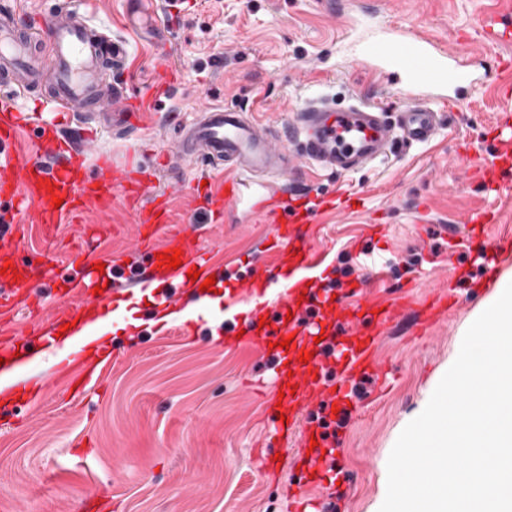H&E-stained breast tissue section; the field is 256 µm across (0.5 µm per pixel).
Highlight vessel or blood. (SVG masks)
<instances>
[{"mask_svg":"<svg viewBox=\"0 0 512 512\" xmlns=\"http://www.w3.org/2000/svg\"><path fill=\"white\" fill-rule=\"evenodd\" d=\"M486 46L512 42V26L495 14L485 19ZM340 37L357 47V59L377 83H390L391 93L404 100L401 113L390 118L389 109L376 97L348 105L329 99H310L297 113L291 138L298 140L307 161L342 173L362 169L385 157L394 142L424 144L435 139L441 128L440 114L447 104L459 101L492 71L512 69V58H499L489 67L484 51L465 57L446 49L430 34L410 31L397 21H379L368 0H355L342 15ZM123 39L91 27L80 10L51 21L47 33L24 26L14 8L0 9V197L14 201L24 223L55 225L73 222L79 213L105 210L113 192H121L131 207L137 208L142 224L136 244L139 256L151 266L168 273L160 265L158 253L180 250L182 264L175 272L196 300V315L207 308L201 279H188L189 271L204 268L207 261L191 236L181 231L169 233L164 243L154 234L167 223L165 196L150 197L151 174L135 173L113 163L110 153L98 146L103 129L129 128L130 111L140 97L119 86H110L112 71L122 68L128 58ZM43 87L44 103L62 114L61 120L39 124V147L53 157V165L11 154L22 131L34 124L32 113L22 101L35 87ZM79 123L80 138L72 140L66 129ZM287 141L273 143L266 126L235 106H204L192 123L182 125L172 153L175 161L190 163L204 158L224 172L222 181L187 182V195L204 199L217 221L228 211L269 220L268 245L263 253L275 264L277 281L254 272L239 283L240 307L233 316L244 331L242 340L252 348L268 350L270 344L289 340L288 348L276 351L278 366L275 392L283 393L285 422L279 423L280 439L299 434L298 457L307 461L302 476L304 486L332 489L341 480V471L329 470L319 451L310 450V431L303 426L304 412L318 403L336 405L346 412L348 395L358 379L385 381L388 368L377 356L381 334L393 324L415 313V335L430 332L439 317L460 304L457 293L448 292L412 304L407 295L368 301L342 294L336 301V319L322 324L307 318L308 309H322L324 302L312 284L323 258L307 243L305 224L310 214L290 206L280 185L281 178L294 170ZM487 280H495L499 266L497 247L481 245L474 256ZM28 284L13 273L0 272V308L18 303ZM92 284L78 277L60 289L49 319L32 316L26 330L0 324V333L9 340L0 344V355L13 369L26 366L30 357L17 353V343L38 344L39 354L54 362L57 380L74 383L81 375L75 358L64 354L63 342L55 336L59 324L74 318L102 317L111 301L123 297L122 283L111 281L100 294H92ZM157 315L169 321L184 320L178 297L164 294L155 303ZM267 323H260L262 315ZM323 343H316V336ZM331 345L335 360L322 354ZM309 354L301 363V354Z\"/></svg>","mask_w":512,"mask_h":512,"instance_id":"1","label":"vessel or blood"}]
</instances>
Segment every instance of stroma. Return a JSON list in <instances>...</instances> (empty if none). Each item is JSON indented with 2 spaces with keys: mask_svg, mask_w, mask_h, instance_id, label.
Returning a JSON list of instances; mask_svg holds the SVG:
<instances>
[{
  "mask_svg": "<svg viewBox=\"0 0 512 512\" xmlns=\"http://www.w3.org/2000/svg\"><path fill=\"white\" fill-rule=\"evenodd\" d=\"M83 8L92 24L129 40L128 66L117 79L150 98L140 129L101 133L99 145L121 164L128 146L136 147L140 170L154 172L153 190L170 200L175 230L187 208L182 185L196 172L162 169L158 160L199 104L252 111L280 135L301 101L323 95L340 103L370 84L364 67L346 59L340 21L320 0H181L156 25L129 0H85ZM378 8L467 53L473 45L458 33L474 32L488 14L512 12V0H380ZM502 108L491 89L477 90L443 114L430 144L396 143L384 159L348 174L303 167L288 181L303 194V206L316 209L312 242L327 255L326 275L348 269L344 287L367 279L363 294L370 299L397 289L416 297L469 292L429 335H411L405 320L382 338L379 356L396 375L375 402L357 399L339 434L335 456L347 481L337 512H379L398 436L423 411L496 292L473 261L468 229L492 204L500 221L488 227V239L512 227V200L488 191L479 174L496 160L491 129ZM331 198L354 205L321 211ZM196 220L193 237L211 254L216 291L226 292L252 271L266 226L257 219L214 224L202 205ZM375 222L383 233L372 230ZM138 233L137 216L118 192L109 210L58 225L51 270L37 276L41 302L52 307L51 288L79 275L71 258L79 243L111 260L116 280L134 284L145 264L134 253ZM411 257L417 265H408ZM153 307L143 293L109 314L104 375L84 365L80 390L48 383L30 405L0 411V512H88L86 499L97 490L109 512H293L289 469L275 477L258 470V446L280 451L269 441L277 415L269 398L272 353L240 347L222 309L193 321L184 337L152 324ZM132 318L139 328L128 327Z\"/></svg>",
  "mask_w": 512,
  "mask_h": 512,
  "instance_id": "obj_1",
  "label": "stroma"
}]
</instances>
